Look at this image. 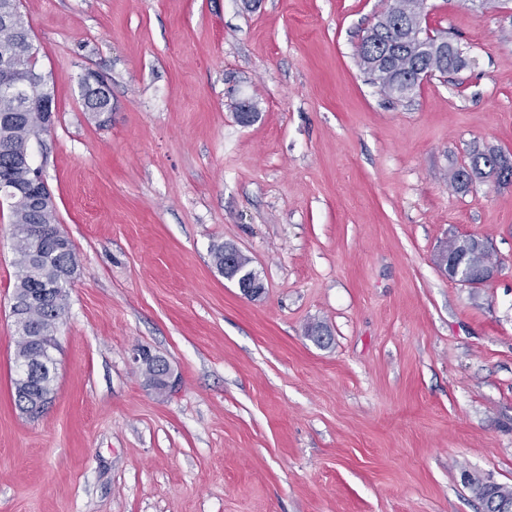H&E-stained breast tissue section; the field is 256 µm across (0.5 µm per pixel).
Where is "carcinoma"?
I'll return each mask as SVG.
<instances>
[{
	"instance_id": "cac0c4a2",
	"label": "carcinoma",
	"mask_w": 512,
	"mask_h": 512,
	"mask_svg": "<svg viewBox=\"0 0 512 512\" xmlns=\"http://www.w3.org/2000/svg\"><path fill=\"white\" fill-rule=\"evenodd\" d=\"M411 4L413 0H386L385 8L373 25L376 29L374 41L364 45L360 56L368 74L372 76L380 91L387 96L391 95L394 78L397 76L418 69L457 70L465 64V61L459 58L445 55L438 47H423V44L413 37L400 44L389 60H384L382 45L396 21L404 23L411 32L425 19L423 14L406 16L404 6ZM2 8L13 12V22L9 26L0 22V52L11 53L19 68L18 75L22 77L26 69L37 68V59L29 55L28 36L31 35V29L19 10V0H0V9ZM35 121L36 116L33 114L24 117L19 115L7 122L0 121V181L22 183L27 179V170L13 164L7 155L1 153V149L6 145L22 146L28 142L33 134ZM503 156L504 152L495 148L473 153L468 167H460L450 173V186L456 191L468 188L471 176L480 175L481 166ZM9 208L17 254L14 295L22 296L39 288H61L64 291L62 306H67L69 285L59 281V276L64 268L76 266L74 247L37 252L27 234V228L32 224H39L49 230L58 227L55 208L46 206L37 196L11 200ZM54 324L52 311L37 309L32 314L26 335L36 336L40 334L41 328ZM471 488L483 504L492 500L512 503L511 488L496 484L486 485L479 480L471 483Z\"/></svg>"
}]
</instances>
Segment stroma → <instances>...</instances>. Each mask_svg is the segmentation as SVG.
<instances>
[{
	"instance_id": "35a3bbf8",
	"label": "stroma",
	"mask_w": 512,
	"mask_h": 512,
	"mask_svg": "<svg viewBox=\"0 0 512 512\" xmlns=\"http://www.w3.org/2000/svg\"><path fill=\"white\" fill-rule=\"evenodd\" d=\"M20 2L56 108L30 152L77 266L32 418L0 203V512H482L464 474L512 488V184L448 186L473 149L512 154V0H427L465 65L402 100L357 54L383 0ZM468 235L501 262L482 288L434 263ZM225 243L261 297L217 272ZM81 88L88 110L105 115L103 122L112 120V98L109 84L96 71H88L82 78ZM146 348H137L134 353V360L139 364L141 370L145 367L144 360H148L154 365V373L149 380V387L156 393H163L172 387V370L169 362L163 356L153 354Z\"/></svg>"
}]
</instances>
